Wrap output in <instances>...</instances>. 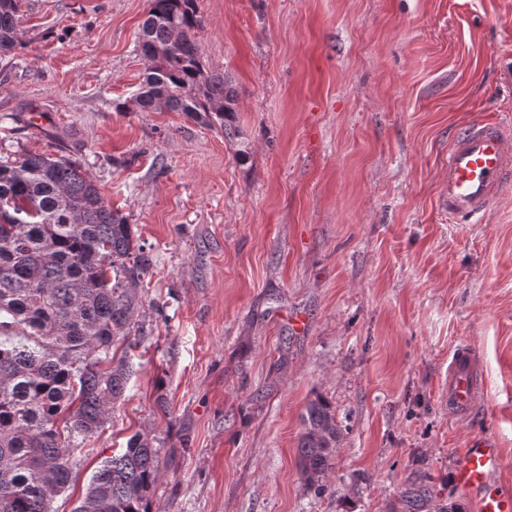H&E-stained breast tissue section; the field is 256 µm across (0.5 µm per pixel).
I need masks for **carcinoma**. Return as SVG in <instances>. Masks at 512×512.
<instances>
[{
	"instance_id": "obj_1",
	"label": "carcinoma",
	"mask_w": 512,
	"mask_h": 512,
	"mask_svg": "<svg viewBox=\"0 0 512 512\" xmlns=\"http://www.w3.org/2000/svg\"><path fill=\"white\" fill-rule=\"evenodd\" d=\"M20 11L21 0H0V56L21 46ZM200 26L196 0H148L139 34L147 68L131 102L215 122L230 139L235 91L203 65L191 37ZM150 267L133 225L80 162L31 152L0 161V512H51L71 481L72 445L124 397L132 369L112 349L137 323ZM301 425V474L321 493L341 426L321 395ZM159 470L154 440L137 432L101 462L71 512H152ZM400 500V512H465L417 480Z\"/></svg>"
}]
</instances>
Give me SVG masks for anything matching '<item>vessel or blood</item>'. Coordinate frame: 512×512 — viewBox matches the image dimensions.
Returning a JSON list of instances; mask_svg holds the SVG:
<instances>
[{"mask_svg":"<svg viewBox=\"0 0 512 512\" xmlns=\"http://www.w3.org/2000/svg\"><path fill=\"white\" fill-rule=\"evenodd\" d=\"M512 185V124L475 122L453 139L448 151V185L442 204L450 215L474 218L484 214L496 196ZM473 348H454L448 364V412L469 416L483 392L482 373ZM502 454L489 437L471 438L456 455L455 486L471 498L476 512H512V492L493 491Z\"/></svg>","mask_w":512,"mask_h":512,"instance_id":"b4317fda","label":"vessel or blood"}]
</instances>
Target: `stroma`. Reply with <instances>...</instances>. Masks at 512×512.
<instances>
[{"mask_svg": "<svg viewBox=\"0 0 512 512\" xmlns=\"http://www.w3.org/2000/svg\"><path fill=\"white\" fill-rule=\"evenodd\" d=\"M234 139L180 112H119L147 0H23L0 58V156L80 160L153 266L113 351L133 375L52 512L134 433L159 450L153 512H390L409 481L454 492L476 435L512 490V188L448 214V147L512 119V0H197ZM476 347L477 413L448 414ZM342 426L327 489L298 467L314 394ZM478 355L469 345L460 344L451 353L448 364V413L468 417L483 392Z\"/></svg>", "mask_w": 512, "mask_h": 512, "instance_id": "1", "label": "stroma"}]
</instances>
